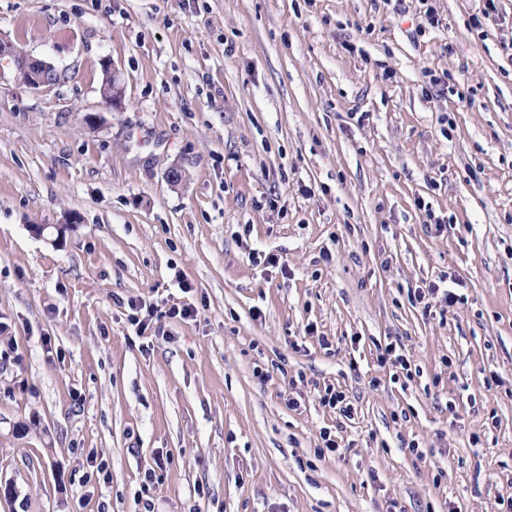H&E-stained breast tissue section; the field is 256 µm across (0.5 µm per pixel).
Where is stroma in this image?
I'll list each match as a JSON object with an SVG mask.
<instances>
[{
  "instance_id": "35a3bbf8",
  "label": "stroma",
  "mask_w": 512,
  "mask_h": 512,
  "mask_svg": "<svg viewBox=\"0 0 512 512\" xmlns=\"http://www.w3.org/2000/svg\"><path fill=\"white\" fill-rule=\"evenodd\" d=\"M482 7L0 0V39L57 73L0 57V512H502L512 0ZM447 276L464 302L424 310ZM0 56H13L16 62L18 61L13 55L11 43L8 41L0 42ZM17 65L23 74L24 81L31 87L39 88L51 84L55 80L51 65L43 60L28 57L20 61L19 64L17 62ZM455 290H456V288H451L449 286H448V288H441V286L438 283L433 282V283H429L428 286L425 289L424 288H419L418 291L416 292L415 299L419 303H422V302H424V300L426 298L428 300L430 298L433 299V297L435 295L437 296L439 293H441L442 297H444L445 300L448 301V305L451 306L454 303L462 301V299H463V296L462 295H458L455 292ZM423 308L425 310H430L431 302H424V307ZM127 306L130 311L127 315L129 324L134 327L137 336H144L146 331L150 329L154 310L147 308L146 313L143 315L144 306L135 300H128Z\"/></svg>"
}]
</instances>
